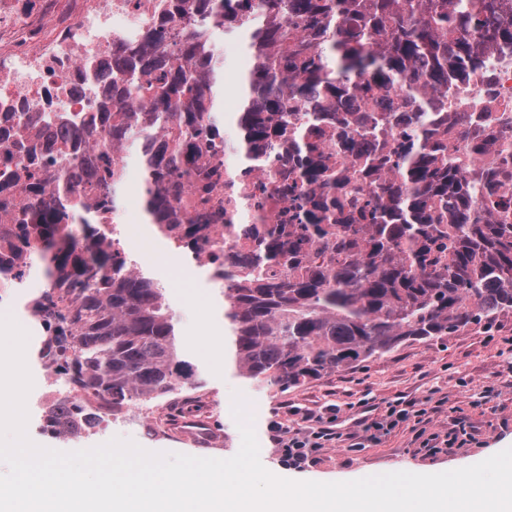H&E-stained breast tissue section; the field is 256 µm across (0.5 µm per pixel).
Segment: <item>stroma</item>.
I'll return each instance as SVG.
<instances>
[{
	"instance_id": "1",
	"label": "stroma",
	"mask_w": 512,
	"mask_h": 512,
	"mask_svg": "<svg viewBox=\"0 0 512 512\" xmlns=\"http://www.w3.org/2000/svg\"><path fill=\"white\" fill-rule=\"evenodd\" d=\"M211 307L189 305L180 288L169 291L185 358L207 380L197 393H178L153 402L130 401V415L111 426L84 433L52 437L40 431L42 405L38 389H31L26 406L27 431L38 445L59 450L88 449L120 437L151 452L228 459L241 445L231 414L233 392L250 403L266 469L297 481L338 482L408 470L420 474L450 471L479 463L512 447V317L493 327L474 328L439 340L407 342L384 356L310 381L280 387L242 378L224 365V297L217 287L202 283ZM414 400L426 408L422 424L427 433L453 430L451 448H425L411 424L379 434L362 448L336 443L317 449L313 462L288 465L271 440V427L281 424L293 432L309 430L304 413L326 415L335 406L333 429L340 434L360 432L364 417L380 416L389 402ZM454 431V430H453Z\"/></svg>"
}]
</instances>
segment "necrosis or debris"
Here are the masks:
<instances>
[{
    "label": "necrosis or debris",
    "instance_id": "necrosis-or-debris-1",
    "mask_svg": "<svg viewBox=\"0 0 512 512\" xmlns=\"http://www.w3.org/2000/svg\"><path fill=\"white\" fill-rule=\"evenodd\" d=\"M164 0H0V180L16 184L0 193V232L12 233V217L25 201L18 189L26 180V152H33L42 180H50L66 151L85 150L77 129L99 115L112 84V58L119 47H140L147 32L162 33V47L198 25L194 10L162 14ZM292 124L303 144L314 146L325 162V178L304 177L293 156L287 131L250 142L238 135L180 140L177 129L161 132L162 142L180 144L199 170L215 169L211 186L200 178L168 179L169 211L164 224L150 223V212L121 192L94 180L80 181L76 198L111 196L112 207L85 209L95 224V242L111 246L127 271L138 272L146 258L162 252L169 260V287H182L181 267L199 269L210 283L220 275L244 278L245 258L258 238H290L306 262L319 260L323 239L302 236L313 204L336 193V171L358 160L336 153V115L325 108L324 119L307 123L314 104L297 101ZM446 119L436 120L435 137L448 147L462 146L475 124L488 133L512 138V49L492 57L487 71L448 83ZM206 227V242L189 249L181 230ZM52 279L23 262L13 243H0V316H11L27 330L47 335L49 297L57 296Z\"/></svg>",
    "mask_w": 512,
    "mask_h": 512
}]
</instances>
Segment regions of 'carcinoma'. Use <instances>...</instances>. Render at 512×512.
Here are the masks:
<instances>
[{
    "label": "carcinoma",
    "mask_w": 512,
    "mask_h": 512,
    "mask_svg": "<svg viewBox=\"0 0 512 512\" xmlns=\"http://www.w3.org/2000/svg\"><path fill=\"white\" fill-rule=\"evenodd\" d=\"M262 13L230 0H197L199 29L176 45L177 60L147 48L123 51L112 61V95L146 99L149 112L102 108L94 141L137 142L143 171L155 186L149 204L168 207L163 182L175 170L177 150L158 143L170 125L195 135L205 122L222 126L224 61L208 47L210 31L246 41L251 63L242 77L237 123L249 139L288 124L291 103L303 98L336 109L351 125L357 104L379 88L400 87L417 104L416 119L395 150V177L386 180L372 211L336 225L323 265L272 280L269 263L298 264L294 245L267 242L250 259L244 282L224 286V325L239 376L284 387L382 356L407 341L431 342L473 326L490 327L512 314V141L493 140L440 153L432 142V113L448 108V74L488 65L498 48L512 45V0H261ZM286 12L307 31L295 39L275 22ZM386 125L377 118L357 134L336 138V154L368 151ZM304 174L323 175L322 159L304 149ZM495 149L494 167L476 159ZM125 183L123 169L106 153L80 167L61 166L53 198L32 171L24 184L29 205L16 212L26 254H39L57 281L79 289L45 344L62 355L59 372L72 391L119 407L151 402L206 379L182 359L168 291L152 276L127 273L112 251L82 244L62 223L75 183L83 176ZM341 220L317 202L304 236H324ZM85 425L98 423L89 404H72Z\"/></svg>",
    "instance_id": "1"
}]
</instances>
